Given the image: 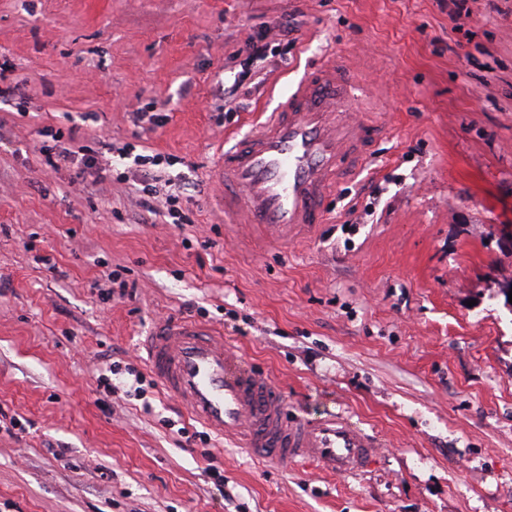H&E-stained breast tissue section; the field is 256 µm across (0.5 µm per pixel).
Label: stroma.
Instances as JSON below:
<instances>
[{
  "label": "stroma",
  "mask_w": 512,
  "mask_h": 512,
  "mask_svg": "<svg viewBox=\"0 0 512 512\" xmlns=\"http://www.w3.org/2000/svg\"><path fill=\"white\" fill-rule=\"evenodd\" d=\"M0 0V512H512V0ZM349 62L383 124L306 242L224 221V139L255 131L304 71ZM248 71L246 109L222 108ZM157 124L134 126L136 111ZM176 156V226L141 172L92 185L41 132ZM118 271L124 297L103 300ZM220 327L289 418L341 412L385 442L368 471L273 464L132 376L160 319ZM224 472L215 488L205 469Z\"/></svg>",
  "instance_id": "stroma-1"
}]
</instances>
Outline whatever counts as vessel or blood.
I'll return each instance as SVG.
<instances>
[{"label": "vessel or blood", "mask_w": 512, "mask_h": 512, "mask_svg": "<svg viewBox=\"0 0 512 512\" xmlns=\"http://www.w3.org/2000/svg\"><path fill=\"white\" fill-rule=\"evenodd\" d=\"M363 101L349 67L335 57L308 69L258 130L225 148V221L252 225L267 244L310 239L325 221V198L380 133L378 124L353 120ZM139 346L168 396L255 457L310 460L350 476L365 470L379 446L374 432L340 413L288 420L281 392L212 325L166 318Z\"/></svg>", "instance_id": "1"}]
</instances>
